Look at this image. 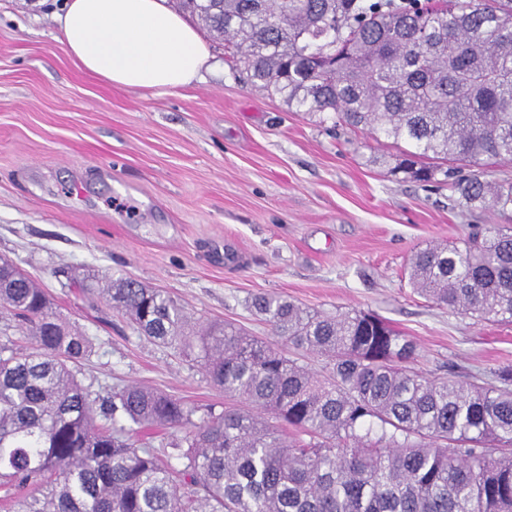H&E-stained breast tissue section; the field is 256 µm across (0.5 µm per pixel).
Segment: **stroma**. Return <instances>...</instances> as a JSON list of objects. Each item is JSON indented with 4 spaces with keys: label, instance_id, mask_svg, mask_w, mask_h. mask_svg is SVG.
Segmentation results:
<instances>
[{
    "label": "stroma",
    "instance_id": "1",
    "mask_svg": "<svg viewBox=\"0 0 512 512\" xmlns=\"http://www.w3.org/2000/svg\"><path fill=\"white\" fill-rule=\"evenodd\" d=\"M65 2L0 0V256L92 338L81 377L101 396L137 384L200 413L225 402L193 361L70 288L74 269L133 278L261 338L260 294L369 311L416 342L429 377L490 381L512 366V323L432 304L407 276L414 251L512 225L511 212L470 213L446 187L387 175L367 131L290 111L209 36L212 67L188 87L106 84L57 39Z\"/></svg>",
    "mask_w": 512,
    "mask_h": 512
}]
</instances>
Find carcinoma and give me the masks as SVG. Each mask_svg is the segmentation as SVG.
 <instances>
[{
    "label": "carcinoma",
    "instance_id": "1",
    "mask_svg": "<svg viewBox=\"0 0 512 512\" xmlns=\"http://www.w3.org/2000/svg\"><path fill=\"white\" fill-rule=\"evenodd\" d=\"M298 112L332 114L399 147L373 162L448 184L467 211L512 210V0L402 10L381 0H177ZM413 290L512 322V227L415 252ZM141 336L193 353L232 405L195 409L128 385L100 401L76 367L91 337L0 258V308L29 340L0 343V491L9 512H512V367L466 384L416 371V343L374 314L252 306L273 336L325 360L316 376L231 323L196 324L125 278L99 289ZM177 429L161 457L137 434Z\"/></svg>",
    "mask_w": 512,
    "mask_h": 512
}]
</instances>
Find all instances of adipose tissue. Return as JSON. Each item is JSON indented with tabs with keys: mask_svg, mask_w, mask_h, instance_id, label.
<instances>
[{
	"mask_svg": "<svg viewBox=\"0 0 512 512\" xmlns=\"http://www.w3.org/2000/svg\"><path fill=\"white\" fill-rule=\"evenodd\" d=\"M57 23L84 71L126 89L170 93L198 79L210 59L166 0H67Z\"/></svg>",
	"mask_w": 512,
	"mask_h": 512,
	"instance_id": "1",
	"label": "adipose tissue"
}]
</instances>
